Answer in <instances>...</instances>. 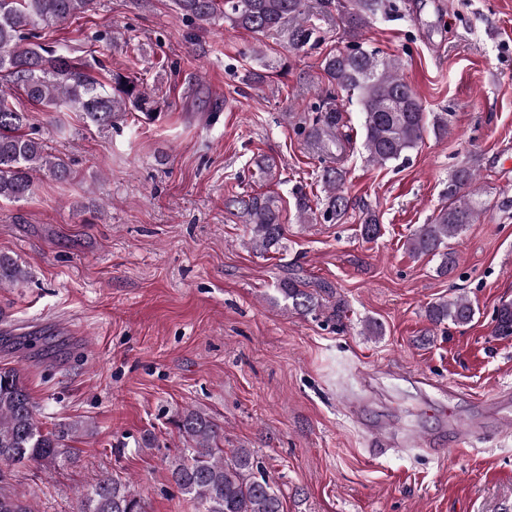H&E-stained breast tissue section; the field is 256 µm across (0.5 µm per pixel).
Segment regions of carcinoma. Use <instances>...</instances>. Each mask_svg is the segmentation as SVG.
<instances>
[{"label": "carcinoma", "instance_id": "carcinoma-1", "mask_svg": "<svg viewBox=\"0 0 512 512\" xmlns=\"http://www.w3.org/2000/svg\"><path fill=\"white\" fill-rule=\"evenodd\" d=\"M183 18L198 24L210 22L216 14L232 26L257 36L286 33L288 44L300 50L317 39L315 14L309 0H174ZM94 0H0V200L20 201L34 189L37 175L45 172L66 180L71 169L61 158L48 152L28 112L14 98L20 89L45 112L73 109L100 128L112 127L126 115V108L146 116L162 109L161 101L150 95L137 80L120 72L101 82L87 66L77 64L70 54L35 41L33 29L61 25L92 10ZM385 7L384 0H350L341 22L351 38L343 50L330 52L321 68L327 81L325 100L337 92L356 97L363 113L362 125L367 161L383 166L408 158V152L423 142L427 132L435 137L448 133V114L427 113L412 87L401 74L397 58H384L362 41L363 31ZM343 125L341 113L333 106L316 109L312 124L301 121L300 134L315 143H340L337 133ZM479 171L465 163L448 177L444 204L428 224L420 225L408 240L414 256L440 260L438 272L450 274L456 267L449 240L474 224L485 211L480 198ZM343 170L332 165L322 168L320 183L325 193L320 218L328 223L342 219L348 201L342 194ZM249 226L247 247L261 255L279 250L285 236L281 223L280 198L260 193L237 201ZM360 234L367 241L379 237L380 224L367 214ZM26 272L17 261L0 253V284L23 281ZM278 292L302 314L322 311L313 293L290 279ZM476 311L471 301L458 296L427 308L435 325L465 326ZM496 332L512 335V303H504L495 314ZM176 427L183 448L171 461L170 479L176 488L201 507L202 512H282L278 489L269 480L254 450L222 448L224 430L202 409L179 414ZM79 430L76 423H61L47 430L39 421L36 404L20 371L0 368V465H28L49 470L77 455L68 444ZM0 512H34L23 495L1 484ZM78 512H145L141 499L129 483L111 478L99 480L82 492Z\"/></svg>", "mask_w": 512, "mask_h": 512}]
</instances>
